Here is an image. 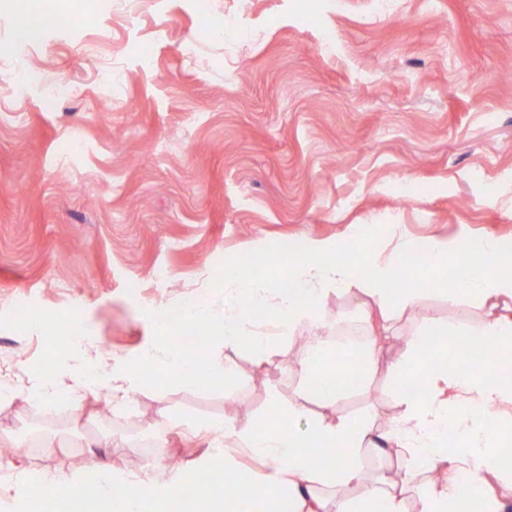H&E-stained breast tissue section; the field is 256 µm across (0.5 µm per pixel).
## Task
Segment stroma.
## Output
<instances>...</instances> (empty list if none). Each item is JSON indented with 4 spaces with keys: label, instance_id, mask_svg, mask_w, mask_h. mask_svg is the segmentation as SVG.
Returning a JSON list of instances; mask_svg holds the SVG:
<instances>
[{
    "label": "stroma",
    "instance_id": "obj_1",
    "mask_svg": "<svg viewBox=\"0 0 512 512\" xmlns=\"http://www.w3.org/2000/svg\"><path fill=\"white\" fill-rule=\"evenodd\" d=\"M36 8L71 28L18 42ZM1 46L0 365L21 374H40L62 339L31 321L69 316L99 351L130 358L155 341L159 309L220 307L231 263L263 279L266 255L358 224L512 248V0H11ZM461 316L423 293L337 413L398 414L390 360L423 318ZM318 326L331 349L361 338V298L329 292ZM308 334L261 360L229 350L236 376L217 386L138 384L130 416L103 413V391L78 421L15 399L0 407V473L139 469L165 416L244 426L273 402L303 403ZM67 431L132 444L50 457L32 445ZM208 450L206 433L173 430L161 454L196 472Z\"/></svg>",
    "mask_w": 512,
    "mask_h": 512
}]
</instances>
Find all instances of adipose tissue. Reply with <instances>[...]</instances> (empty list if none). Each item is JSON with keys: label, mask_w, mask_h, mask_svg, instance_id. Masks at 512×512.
I'll return each instance as SVG.
<instances>
[{"label": "adipose tissue", "mask_w": 512, "mask_h": 512, "mask_svg": "<svg viewBox=\"0 0 512 512\" xmlns=\"http://www.w3.org/2000/svg\"><path fill=\"white\" fill-rule=\"evenodd\" d=\"M384 230L389 242L380 247H367L370 229L362 226L332 243L308 242L286 261L269 255L273 273L262 280L229 268L221 308L194 305L188 320L204 325L224 346H245L263 356L279 337L313 325L327 293L365 296L366 341L349 356L357 369L355 385L362 390L373 376L388 322L417 302L421 291L413 280L421 272L442 285L450 304L471 301L482 315L454 322L429 318L419 325L392 364L393 374L406 385L400 394L403 409L382 425L341 415L304 424L295 404L281 407L272 420L218 425L217 437L248 450L265 472L259 482L242 476L233 494L205 490L202 512H328L325 492L360 483L364 493L337 499L335 512H407L410 488L416 491L417 512H457L459 502L472 498L481 499L482 512H506L507 500L493 480L504 472V457L512 454V375L498 361L501 352L512 353V252L467 231L451 241L432 238L417 246L400 239L397 225ZM398 277L403 283L396 288L392 282ZM261 320L268 322L269 333L257 331ZM462 341L488 352L485 367L460 355L446 368L428 354ZM146 358L159 364L172 385H215L233 375L229 357L212 347L188 353L180 334L161 321L156 344L133 357L129 367L106 363L81 343L68 353H54L43 374L17 380L0 371V401L22 396L32 404L65 403L79 418L86 394L103 387L112 403L125 405L136 393L132 370ZM343 359L322 343L312 346L299 367L307 398L335 408L343 391L338 377ZM360 448L382 455L399 452L405 465L398 481H366L356 454ZM95 473L98 492L88 512H188L183 476L166 463H155L148 474L108 463ZM429 473L436 481L423 484L422 475Z\"/></svg>", "instance_id": "adipose-tissue-1"}]
</instances>
